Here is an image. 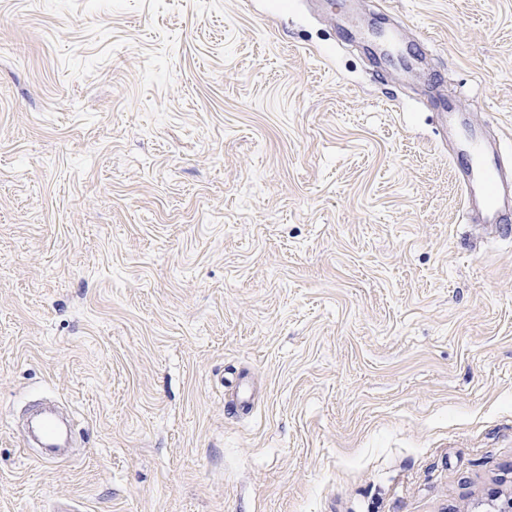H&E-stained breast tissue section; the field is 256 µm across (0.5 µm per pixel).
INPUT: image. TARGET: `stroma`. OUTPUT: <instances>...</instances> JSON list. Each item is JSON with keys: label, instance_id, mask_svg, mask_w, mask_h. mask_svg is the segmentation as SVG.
Returning a JSON list of instances; mask_svg holds the SVG:
<instances>
[{"label": "stroma", "instance_id": "stroma-1", "mask_svg": "<svg viewBox=\"0 0 512 512\" xmlns=\"http://www.w3.org/2000/svg\"><path fill=\"white\" fill-rule=\"evenodd\" d=\"M348 4L0 0V512L512 498V241ZM386 9L512 159V0ZM45 398L77 422L51 463Z\"/></svg>", "mask_w": 512, "mask_h": 512}]
</instances>
